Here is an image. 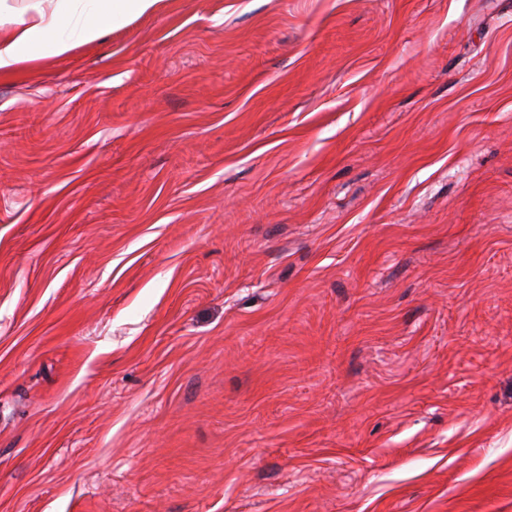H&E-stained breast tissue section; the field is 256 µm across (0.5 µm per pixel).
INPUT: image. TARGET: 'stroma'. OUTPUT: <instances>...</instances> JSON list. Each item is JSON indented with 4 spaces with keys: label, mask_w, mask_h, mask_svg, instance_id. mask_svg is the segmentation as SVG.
<instances>
[{
    "label": "stroma",
    "mask_w": 512,
    "mask_h": 512,
    "mask_svg": "<svg viewBox=\"0 0 512 512\" xmlns=\"http://www.w3.org/2000/svg\"><path fill=\"white\" fill-rule=\"evenodd\" d=\"M0 512H512V0L0 76Z\"/></svg>",
    "instance_id": "35a3bbf8"
}]
</instances>
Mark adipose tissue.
I'll return each mask as SVG.
<instances>
[{
  "mask_svg": "<svg viewBox=\"0 0 512 512\" xmlns=\"http://www.w3.org/2000/svg\"><path fill=\"white\" fill-rule=\"evenodd\" d=\"M159 0H0V74L95 42L108 27L152 12Z\"/></svg>",
  "mask_w": 512,
  "mask_h": 512,
  "instance_id": "obj_1",
  "label": "adipose tissue"
}]
</instances>
